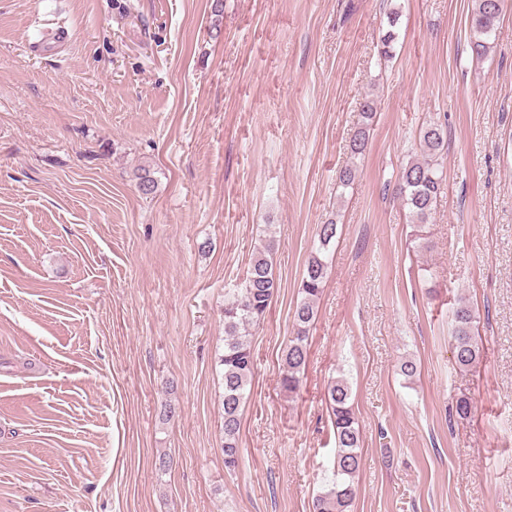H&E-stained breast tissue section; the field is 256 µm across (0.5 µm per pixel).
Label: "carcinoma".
<instances>
[{
    "label": "carcinoma",
    "instance_id": "obj_1",
    "mask_svg": "<svg viewBox=\"0 0 512 512\" xmlns=\"http://www.w3.org/2000/svg\"><path fill=\"white\" fill-rule=\"evenodd\" d=\"M505 0H474L471 13L472 52L483 56L489 49V38L499 20ZM442 126H427L419 141L421 157L406 165L396 183L394 194L408 209L414 224L415 246L428 248L425 226L431 223L443 185V172L437 163L445 147ZM337 224L330 221L317 227V246L313 247L302 278L300 300L293 312V336L283 352L280 387L296 392L308 362V333L318 312V300L328 271L326 253L336 237ZM276 240H262L251 258L246 277L224 304V351L219 357L223 385L224 467L231 471L240 459L242 408L254 373V355L246 338L248 327L264 318L275 291L276 278L272 257ZM476 313L461 298L453 311V327L449 336L455 363L468 368L480 357L475 336ZM351 387L344 378L332 379L327 386L326 402L330 410L336 448L330 459L331 478L313 500V512H349L357 494L356 477L360 469V431L351 402Z\"/></svg>",
    "mask_w": 512,
    "mask_h": 512
}]
</instances>
